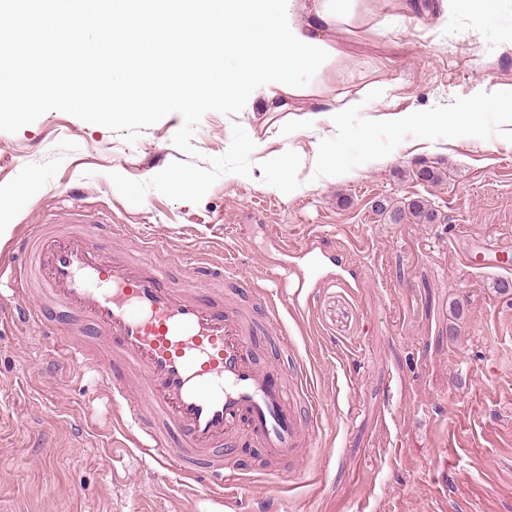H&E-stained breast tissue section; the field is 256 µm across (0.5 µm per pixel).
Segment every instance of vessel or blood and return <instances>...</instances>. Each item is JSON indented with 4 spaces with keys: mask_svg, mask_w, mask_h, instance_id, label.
I'll use <instances>...</instances> for the list:
<instances>
[{
    "mask_svg": "<svg viewBox=\"0 0 512 512\" xmlns=\"http://www.w3.org/2000/svg\"><path fill=\"white\" fill-rule=\"evenodd\" d=\"M69 221V231L42 229L19 241L27 266L12 274V296L0 312L37 334L63 336L71 355L85 362L91 352L74 325L89 326L115 360L100 369L114 421L137 430L141 457L161 468L177 467L186 484L200 486L232 510L236 503L229 491L237 479L227 472L226 440L243 435L290 463L311 445V378L303 370L290 377L259 368L254 337L285 335L278 305L314 295L324 280V253L310 244L307 269L282 264L276 300L258 319L190 284L174 287L168 263L153 259L148 244L139 245L140 256L133 260L96 236L83 214L71 213ZM29 288L71 314L72 324L47 319L41 305L26 298ZM133 385L141 397L137 404L127 398ZM163 424L179 429L178 447L165 445Z\"/></svg>",
    "mask_w": 512,
    "mask_h": 512,
    "instance_id": "vessel-or-blood-1",
    "label": "vessel or blood"
}]
</instances>
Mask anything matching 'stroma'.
Wrapping results in <instances>:
<instances>
[{
	"label": "stroma",
	"mask_w": 512,
	"mask_h": 512,
	"mask_svg": "<svg viewBox=\"0 0 512 512\" xmlns=\"http://www.w3.org/2000/svg\"><path fill=\"white\" fill-rule=\"evenodd\" d=\"M435 2L368 0L367 22L337 33L340 60L309 96L278 111L251 98L238 113H206L191 140L197 160L172 142L176 113L132 144L57 110L0 131V222L10 226L0 251L79 206L118 248L147 237L175 251L178 283L222 252L263 280L312 235L359 277L356 288L325 280L301 315L281 308L289 352L277 336L257 337L262 368L296 364L316 381L318 424L300 466L282 464L275 480L262 449H237L240 512H512V293L496 288L512 282V126L493 112L469 136L385 120L436 117L487 83L512 87V45L500 34L512 0L448 36L433 25ZM353 98L364 107L343 111ZM323 104L336 117L309 125L307 109ZM236 124L256 145L251 174L223 175L199 203L151 190L134 205L110 179L145 181L173 162L207 167ZM330 152L340 167L325 164ZM422 162L442 183L415 180ZM419 196L435 223L393 224L376 209ZM197 285L255 316L265 307L236 280ZM58 346L0 317V512H230L145 462L106 422L98 380L59 359Z\"/></svg>",
	"instance_id": "1"
}]
</instances>
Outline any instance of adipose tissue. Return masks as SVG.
<instances>
[{
    "instance_id": "obj_1",
    "label": "adipose tissue",
    "mask_w": 512,
    "mask_h": 512,
    "mask_svg": "<svg viewBox=\"0 0 512 512\" xmlns=\"http://www.w3.org/2000/svg\"><path fill=\"white\" fill-rule=\"evenodd\" d=\"M295 0H179L176 12L152 18L112 12L113 22H127L137 33L140 53L125 56L141 87L131 93L123 76L112 82L113 96L141 109L144 96L186 106L211 92L234 98L245 79L265 75L273 87L297 98L306 80L337 59L340 49L327 31L353 29L360 0H318L306 21L295 15ZM512 120V90H492L464 110L443 115L450 133L474 128L481 112Z\"/></svg>"
}]
</instances>
